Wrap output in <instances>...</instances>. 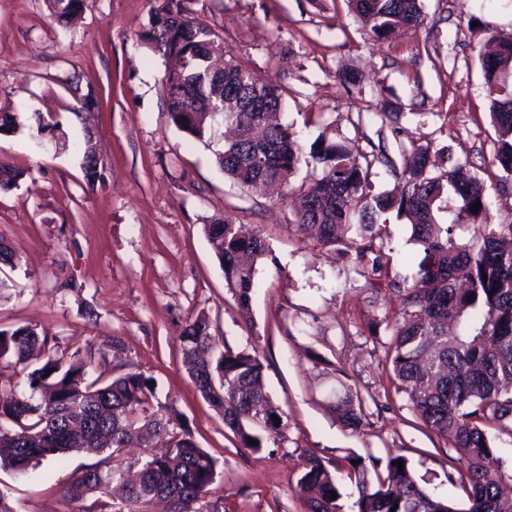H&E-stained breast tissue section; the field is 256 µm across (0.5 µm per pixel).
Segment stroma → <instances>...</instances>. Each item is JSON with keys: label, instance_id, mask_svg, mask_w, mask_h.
<instances>
[{"label": "stroma", "instance_id": "stroma-1", "mask_svg": "<svg viewBox=\"0 0 512 512\" xmlns=\"http://www.w3.org/2000/svg\"><path fill=\"white\" fill-rule=\"evenodd\" d=\"M220 43L289 94L280 118L303 148L319 134L352 151L429 147L436 163L459 162L484 179L494 223L512 222V180L492 174L488 100L477 56L490 39H512V0H422L423 26L374 41L344 0H196ZM149 0H86L59 25L44 0H0V110L26 104L56 130L43 148L27 134L0 136V157L24 169L0 190V239L15 254L0 265V330L32 325L65 355H103L91 376L152 377L159 402L180 414L217 461L218 512H303L296 484L303 452L332 460L356 453L409 458L438 496H461L447 475L454 448L428 430L390 385L387 345L400 311L385 278L355 253L325 247L291 224L289 199L312 170L300 166L286 197L256 195L215 162L222 140H192L167 122L170 61L141 40ZM345 67L362 82L345 86ZM91 83L98 102L75 111L62 76ZM399 113L381 122L382 109ZM102 164L87 178L84 153ZM231 216L268 244L256 265L250 316L204 232ZM407 218L391 217L384 251L391 276L420 260ZM204 316L220 345L258 351L266 392L284 427L251 452L202 398L183 364L179 333ZM365 399L360 430L331 405L341 383ZM112 461L85 452L16 473L0 470L15 512H81L66 490L88 467Z\"/></svg>", "mask_w": 512, "mask_h": 512}]
</instances>
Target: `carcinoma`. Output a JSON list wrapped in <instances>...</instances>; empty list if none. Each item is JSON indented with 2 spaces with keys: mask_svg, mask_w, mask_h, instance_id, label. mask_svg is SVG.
I'll return each instance as SVG.
<instances>
[{
  "mask_svg": "<svg viewBox=\"0 0 512 512\" xmlns=\"http://www.w3.org/2000/svg\"><path fill=\"white\" fill-rule=\"evenodd\" d=\"M195 0H151L143 43L171 59L164 85L168 122L199 141L210 143L219 128L231 131L215 160L242 189L260 193L270 180L287 182L303 160L290 128L279 120L287 89L268 83L231 52L216 71L212 56L217 33L196 16ZM369 36L384 40L397 29H414L425 20L421 0H346ZM57 23L66 25L85 0H45ZM480 67L490 99L495 130L493 162L502 176L512 175V39L492 40L480 52ZM36 127L17 112L0 116V132L28 131L41 147L44 118ZM263 140L253 139L256 126ZM404 189L400 195L370 193L371 169L378 156L353 155L343 142L321 137L310 147L320 174L293 200L300 233L324 246L342 247L364 259L372 252L371 273L397 289L401 320L389 343L390 376L424 425L458 453L448 484L466 491L462 503L430 494L416 479L409 459L389 457L385 474L368 479L372 456L348 455L332 462L314 451L303 454L297 489L304 512H343V487H355L350 512H512V476L494 479L498 461L487 429L512 435V223L490 224L484 180L466 178L460 167L435 166L429 149L402 147ZM23 172L0 161V188L17 185ZM480 202V210L473 209ZM457 213L440 224L436 213ZM407 216L411 241L422 258L412 279H391L383 271L381 250L388 215ZM473 233L458 244L456 232ZM204 232L234 290L240 309L249 310L256 264L268 246L258 235H244L230 216L204 225ZM183 363L202 397L222 416L242 448L258 452L265 436L280 432L278 410L264 392V363L258 352L219 348L207 318L187 321L180 333ZM47 343L26 325L0 330V467L24 472L32 462L54 461L73 449L120 460L134 441L154 442L161 450L136 462L139 480L125 485L119 504L109 487L120 470L97 468L77 474L71 498L86 502L82 512H149L156 497L169 501L168 512H215L207 501L218 476L216 462L195 442L179 416L153 409L151 379L127 372L109 380L88 379L94 353L67 359L48 352L43 365L28 373V389L17 390L16 366ZM51 374H46L47 370ZM333 410L351 429L363 423L364 399L343 383ZM255 439L258 444H250ZM403 461V470L394 465ZM336 499H331V493Z\"/></svg>",
  "mask_w": 512,
  "mask_h": 512,
  "instance_id": "cac0c4a2",
  "label": "carcinoma"
}]
</instances>
